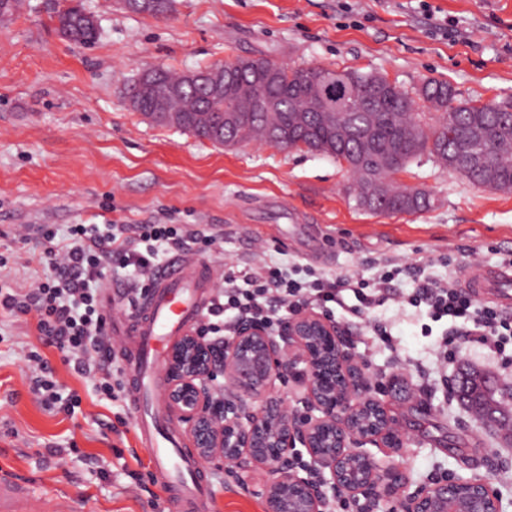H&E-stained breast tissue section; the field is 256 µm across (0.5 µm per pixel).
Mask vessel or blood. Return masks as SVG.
<instances>
[{
  "label": "vessel or blood",
  "instance_id": "vessel-or-blood-1",
  "mask_svg": "<svg viewBox=\"0 0 512 512\" xmlns=\"http://www.w3.org/2000/svg\"><path fill=\"white\" fill-rule=\"evenodd\" d=\"M219 276L207 259L186 254L162 265L153 286L129 301L118 284L106 285L103 296L111 336L126 377V398L137 417L136 437L148 453L150 467L166 499L178 512H203L210 495L208 472L190 449L181 445L179 431L160 405L163 390L161 358L172 337L182 335L208 310L211 290ZM458 287L498 296L512 306V270L469 266ZM0 512H74L65 495H48L33 503L25 483L13 470L0 467Z\"/></svg>",
  "mask_w": 512,
  "mask_h": 512
}]
</instances>
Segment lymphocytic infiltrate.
Segmentation results:
<instances>
[{
  "label": "lymphocytic infiltrate",
  "instance_id": "f902f5d3",
  "mask_svg": "<svg viewBox=\"0 0 512 512\" xmlns=\"http://www.w3.org/2000/svg\"><path fill=\"white\" fill-rule=\"evenodd\" d=\"M37 235L46 243L37 258L41 273L29 289L0 283V309L17 317L33 316L44 345L56 348L73 373L91 382L103 399H114L122 376L101 303L113 260L131 269L136 281L146 282L170 251L194 250L202 240L213 246L218 238L174 224H71L62 232L43 225ZM403 273L413 288L399 295L391 287L394 275L389 271L370 282L354 275L310 280L283 265L263 264L246 272L230 268L205 315L204 330L221 336L243 319L273 329L286 308L295 311L304 305L329 315L338 309L359 315L398 299L412 307L427 306L433 321L461 322L463 339L504 357L507 344L512 343L511 318L494 307L474 306L469 294L455 287L453 278H431L420 263L406 265ZM28 359L35 364L32 391L48 408L74 414L80 405L78 396L60 393L53 368L39 352H29Z\"/></svg>",
  "mask_w": 512,
  "mask_h": 512
}]
</instances>
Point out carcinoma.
<instances>
[{"label":"carcinoma","mask_w":512,"mask_h":512,"mask_svg":"<svg viewBox=\"0 0 512 512\" xmlns=\"http://www.w3.org/2000/svg\"><path fill=\"white\" fill-rule=\"evenodd\" d=\"M173 0H127L137 14L165 17ZM56 29L69 42L90 47L100 36V27L85 9L68 6L56 13ZM330 79L334 91L352 95L354 110L326 121L310 89ZM160 80L182 86L175 101L180 121L174 127L189 130L214 143L239 142L250 132L271 126L283 136L280 147L302 143L304 149L331 157L346 165L354 181L356 206L381 214L420 213L430 209L432 196L422 189L398 184L394 175L423 155L446 159L447 169L469 182L486 187L489 180L512 192V104L492 102L482 108L457 98L453 87L428 80L410 93L389 83L379 73H361L346 68L310 66L293 71L275 85H265L250 66H235L233 77L214 93L207 86L183 84L184 76L160 69ZM155 86L134 80L125 88L146 108L153 103ZM281 95L299 98L305 110L297 121L288 109L268 110L267 98ZM431 103L437 120L428 121L419 102ZM236 112L234 122L225 113Z\"/></svg>","instance_id":"1"}]
</instances>
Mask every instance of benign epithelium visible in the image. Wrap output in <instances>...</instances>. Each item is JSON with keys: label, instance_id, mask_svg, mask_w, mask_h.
<instances>
[{"label": "benign epithelium", "instance_id": "obj_1", "mask_svg": "<svg viewBox=\"0 0 512 512\" xmlns=\"http://www.w3.org/2000/svg\"><path fill=\"white\" fill-rule=\"evenodd\" d=\"M141 78L155 85V105L143 112L129 98L130 109L154 123L176 122L173 91L158 70L145 68ZM313 93L329 112L350 107L326 96L323 83ZM163 373L168 411L197 458L242 473L262 470L265 512H326L338 491L390 501L397 512H500L498 490L480 478L454 476L409 491V439L393 412L409 396L405 379L369 373L336 323L312 310L275 332L249 320L228 338L190 329L167 351ZM291 381L305 391L301 409L279 393ZM302 448L309 457L303 470L295 462Z\"/></svg>", "mask_w": 512, "mask_h": 512}]
</instances>
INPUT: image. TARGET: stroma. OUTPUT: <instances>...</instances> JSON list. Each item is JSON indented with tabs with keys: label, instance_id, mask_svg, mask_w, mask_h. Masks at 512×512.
<instances>
[{
	"label": "stroma",
	"instance_id": "stroma-1",
	"mask_svg": "<svg viewBox=\"0 0 512 512\" xmlns=\"http://www.w3.org/2000/svg\"><path fill=\"white\" fill-rule=\"evenodd\" d=\"M80 4L100 40L80 47L59 37L53 16ZM442 18L453 31L439 30ZM237 57L291 67L376 71L407 89L447 81L461 99L512 102V0H174L169 19L119 0H19L0 22V280L26 288L37 276L41 224H199L222 235L214 263L246 270L267 262L299 271L373 279L379 263L424 260L447 276L475 261L496 268L512 252V193L476 187L421 158L398 181L428 191L418 214L357 209L350 176L336 160L253 142L232 147L165 128L130 111L125 85L144 67L195 70ZM384 324L391 342L373 336ZM335 322L374 373L402 375L412 394L396 405L410 439L411 486L440 475L490 481L512 512V444L478 425L449 389L470 367L512 398V363L456 339L447 369L433 347L449 332L426 308L386 303ZM32 316L0 311V465L33 496H69L74 512H176L126 426V398L99 399L61 353L43 346ZM40 350L59 384L81 399L74 415L47 409L24 360ZM139 478H132V471ZM260 472L214 470L205 512H265Z\"/></svg>",
	"mask_w": 512,
	"mask_h": 512
}]
</instances>
